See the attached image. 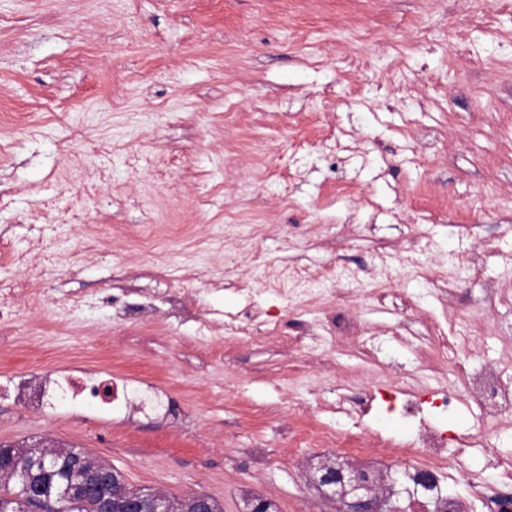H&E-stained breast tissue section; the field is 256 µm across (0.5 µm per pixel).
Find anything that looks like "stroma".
Returning a JSON list of instances; mask_svg holds the SVG:
<instances>
[{"instance_id":"35a3bbf8","label":"stroma","mask_w":512,"mask_h":512,"mask_svg":"<svg viewBox=\"0 0 512 512\" xmlns=\"http://www.w3.org/2000/svg\"><path fill=\"white\" fill-rule=\"evenodd\" d=\"M347 185V194L336 192ZM111 225L85 241L71 214ZM263 226L240 240L230 217ZM35 225L58 263L0 350L14 377L87 367L127 383L108 414L0 397V443L76 446L128 485L202 493L224 512L253 497L277 512H338L313 486L333 446L291 441L319 426L383 439L359 470L419 466L420 424L479 439L433 353V325L483 317L512 296V9L497 0H0V229ZM166 226L195 254L211 309L177 318V276L123 237ZM498 258L432 292L459 244ZM423 267L391 279L377 256ZM320 281L315 296L265 293L263 267ZM78 297L82 309L68 308ZM250 322L253 338L231 326ZM424 401L422 420L394 410ZM374 402L359 412L354 397ZM149 409H141V402ZM478 448H449L442 492L487 512L469 482L495 483Z\"/></svg>"}]
</instances>
